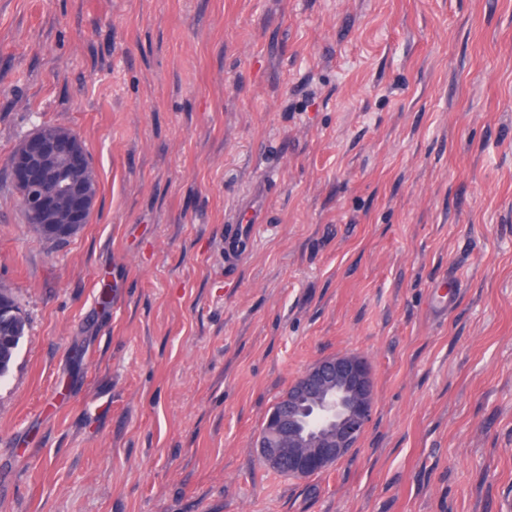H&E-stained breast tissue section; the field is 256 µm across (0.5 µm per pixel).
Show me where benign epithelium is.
Masks as SVG:
<instances>
[{"label":"benign epithelium","instance_id":"benign-epithelium-1","mask_svg":"<svg viewBox=\"0 0 512 512\" xmlns=\"http://www.w3.org/2000/svg\"><path fill=\"white\" fill-rule=\"evenodd\" d=\"M9 168L25 220L60 237L89 223L98 184L81 139L69 130L40 128L11 155ZM370 368L357 356L314 363L268 413L258 437L263 461L304 478L343 458L371 420Z\"/></svg>","mask_w":512,"mask_h":512}]
</instances>
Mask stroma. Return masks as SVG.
Wrapping results in <instances>:
<instances>
[{
  "mask_svg": "<svg viewBox=\"0 0 512 512\" xmlns=\"http://www.w3.org/2000/svg\"><path fill=\"white\" fill-rule=\"evenodd\" d=\"M45 125L99 187L59 244L8 168ZM0 286V512H512V0H0ZM339 354L364 434L268 467L269 410ZM267 183L268 179H264L254 186L251 194L243 202L241 213L234 220L236 224L234 235L226 239L224 237L225 268H231L237 258L254 242L258 224L266 223ZM243 220L246 223H243ZM0 306L9 310L1 314L0 327L3 324L5 333L10 334V336L0 335V379H2L10 371L16 350L24 337L26 321L12 293L3 288L0 289Z\"/></svg>",
  "mask_w": 512,
  "mask_h": 512,
  "instance_id": "1",
  "label": "stroma"
}]
</instances>
